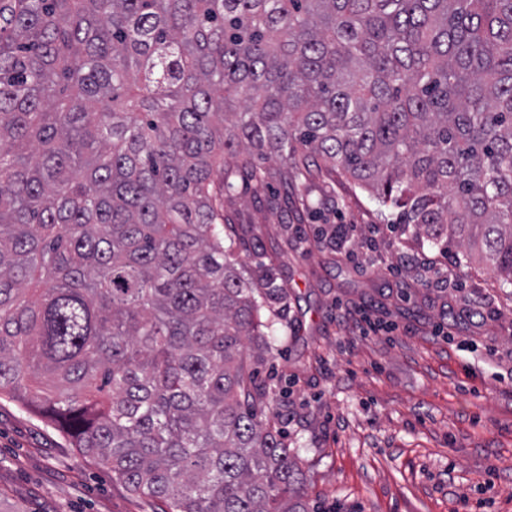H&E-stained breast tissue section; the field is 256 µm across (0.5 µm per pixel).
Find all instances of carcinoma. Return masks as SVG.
<instances>
[{
  "label": "carcinoma",
  "instance_id": "1",
  "mask_svg": "<svg viewBox=\"0 0 512 512\" xmlns=\"http://www.w3.org/2000/svg\"><path fill=\"white\" fill-rule=\"evenodd\" d=\"M324 167L512 285V0H0V395L164 512H309L224 196Z\"/></svg>",
  "mask_w": 512,
  "mask_h": 512
}]
</instances>
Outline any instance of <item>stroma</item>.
Segmentation results:
<instances>
[{
  "mask_svg": "<svg viewBox=\"0 0 512 512\" xmlns=\"http://www.w3.org/2000/svg\"><path fill=\"white\" fill-rule=\"evenodd\" d=\"M238 256L287 291L247 347L261 401L300 459L310 512H512V286L394 232L367 193L322 172L293 188L236 178ZM352 224L349 242L319 230ZM460 288L427 287L424 265ZM375 304L362 336L338 306ZM0 512H160L49 419L0 396Z\"/></svg>",
  "mask_w": 512,
  "mask_h": 512,
  "instance_id": "obj_1",
  "label": "stroma"
}]
</instances>
